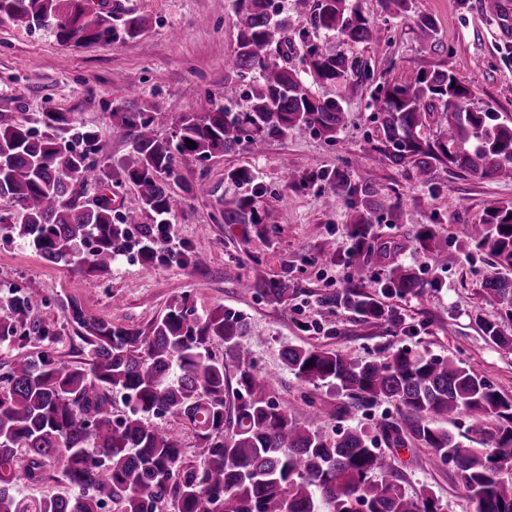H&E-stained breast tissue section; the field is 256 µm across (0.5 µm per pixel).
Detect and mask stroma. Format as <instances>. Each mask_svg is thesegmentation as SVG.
I'll list each match as a JSON object with an SVG mask.
<instances>
[{
  "label": "stroma",
  "mask_w": 512,
  "mask_h": 512,
  "mask_svg": "<svg viewBox=\"0 0 512 512\" xmlns=\"http://www.w3.org/2000/svg\"><path fill=\"white\" fill-rule=\"evenodd\" d=\"M361 13L385 30L382 51L349 46L337 36L323 35L320 46L345 54L368 69L358 86L343 95L345 127L336 143L312 134L270 141L257 156L239 151L199 163L179 164L173 192L184 204L172 227L173 245L207 254L206 266L175 264L148 267L119 256L106 277L90 276L74 267L52 264L33 248L0 241V297L9 287L32 286L48 298L34 315L56 333L54 343L31 341V356L50 352L77 367L87 357L58 302L75 298L84 310L141 330L149 328L165 308L191 293L199 312L218 306L242 312L250 326L247 338L255 370L273 384L281 407L304 418L310 405L321 410L319 426L331 434L350 427L377 431L398 419L397 402L382 399L355 408L346 393L298 379L281 360L284 346H316L349 357L374 359L401 348L438 357H453L481 370L496 389L512 398V348L490 343L478 320H497L512 334V319L486 300L481 282L491 271L485 254L467 246L471 225L480 223L493 205L512 202V180L478 178L440 165L428 184L416 183L412 169L379 161L374 147L378 124L368 107L375 86L384 80L410 81L420 70L446 69L471 85V108L496 112L512 123V16L486 14L481 0H413L406 17L388 14L380 0H355ZM123 9L147 18L144 34L132 41L89 47L57 43L42 31L0 24V119L35 118L40 113H67L78 126L98 129L102 162L123 158L126 141L110 134L116 108L144 112H194L205 95H224V74L234 63L237 35L231 0H120ZM433 18V40L420 37L415 14ZM358 162L360 179L372 182L396 205L394 214L379 212L377 242L391 250L374 262L370 275L384 280L386 264H408L413 236L420 225H434L436 243L448 253L444 268L423 269L418 293L397 302L403 322L390 326L364 322L348 311L321 307L322 296L357 283V272L345 261L351 245L346 207H329L327 182L317 179L296 189L286 183L283 168L297 174H331ZM253 170L276 221L259 234L240 224H223L214 216L213 189L224 186L231 167ZM336 243V260L322 263L325 241ZM266 277L288 279L295 295L288 305L267 303L243 294L239 283L253 265ZM393 460L396 476L409 496L428 488L439 512H474V505L448 464H430L421 447L393 448L380 443Z\"/></svg>",
  "instance_id": "35a3bbf8"
}]
</instances>
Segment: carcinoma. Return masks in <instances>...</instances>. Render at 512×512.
Instances as JSON below:
<instances>
[{
	"label": "carcinoma",
	"mask_w": 512,
	"mask_h": 512,
	"mask_svg": "<svg viewBox=\"0 0 512 512\" xmlns=\"http://www.w3.org/2000/svg\"><path fill=\"white\" fill-rule=\"evenodd\" d=\"M236 48L224 74V101L207 95L195 112L112 113L111 132L128 140L129 154L104 165L99 131L73 126L63 112L0 124V238L34 248L45 260L72 265L92 276L109 274L112 261L134 247L146 265L176 262L202 267L199 252L173 253L165 225L179 211L171 192L177 162L209 161L247 150L259 153L273 139L310 133L336 142L344 125L342 99L314 96L305 77L337 87L358 84L357 64L323 51L315 34H337L349 44L377 47L382 29L351 0H313L301 43L304 68L289 64L294 44L288 22L273 0H233ZM43 30L60 44H116L143 35L148 19L99 0H0V24ZM414 24L428 40L433 19ZM246 100V107L235 97ZM471 88L445 69L419 71L405 84L383 82L371 95L381 115L378 152L393 167H410L421 183L439 164L479 178L512 179V126L494 113L468 106ZM436 125L434 136L426 135ZM169 130L166 137L158 127ZM225 183L238 192L214 197L225 224L263 233L274 225L272 210L245 167L228 170ZM99 195L84 197L76 186ZM127 186L135 206L121 213L105 190ZM336 203L351 214L353 247L346 262L362 269L376 256L374 220L384 198L360 180L352 165L330 178ZM434 225L416 232V259L444 264L448 253L435 241ZM470 247L488 255L493 272L483 292L512 318V203L490 208L471 225ZM360 284L323 296L328 309L344 308L362 320L400 322L395 308L362 292ZM422 283L414 268L389 267L385 294L405 299ZM241 288L268 302L288 304V281L254 267ZM48 302L37 288H18L0 316V344L19 349L16 364L0 377V512H438L429 489L412 498L393 476L390 459L357 428L328 435L318 427L320 410L298 420L276 401L271 383L255 372L243 338L246 317L222 306L200 315L189 295L170 304L149 331L88 314L73 298L59 301L66 320L87 346L81 368L43 354L22 352L35 339L53 343L55 332L31 312ZM483 335L512 346L498 322L478 318ZM224 345L237 362L236 386L226 378ZM284 365L299 379L330 386L366 402L393 399L405 409L382 432L394 446L428 448L431 462L453 464L475 504L474 512H512V399L484 375L451 357L398 349L374 360L348 358L318 347L286 346ZM126 411L114 416L116 400ZM463 411L496 420L473 448L433 425L430 415ZM171 416L194 431L199 464L183 463L179 433L156 422ZM59 461L66 491L29 501L17 489L18 472L37 482L47 463Z\"/></svg>",
	"instance_id": "obj_1"
}]
</instances>
